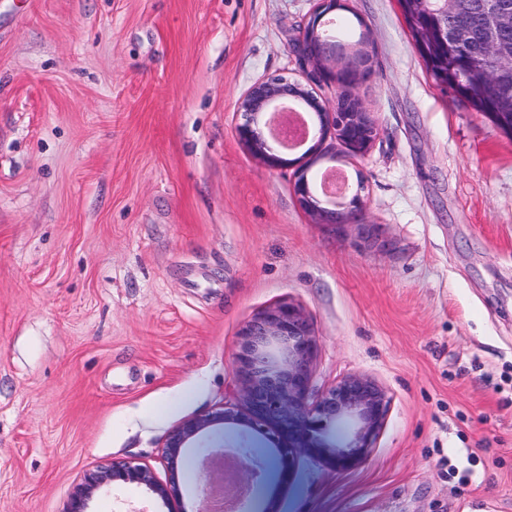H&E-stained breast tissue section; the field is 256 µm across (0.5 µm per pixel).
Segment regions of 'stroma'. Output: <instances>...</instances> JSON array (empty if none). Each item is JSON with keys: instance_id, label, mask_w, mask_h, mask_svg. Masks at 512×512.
I'll list each match as a JSON object with an SVG mask.
<instances>
[{"instance_id": "stroma-1", "label": "stroma", "mask_w": 512, "mask_h": 512, "mask_svg": "<svg viewBox=\"0 0 512 512\" xmlns=\"http://www.w3.org/2000/svg\"><path fill=\"white\" fill-rule=\"evenodd\" d=\"M320 0H0V512H63L83 473L235 401L242 323L281 300L311 389L389 392L369 459L301 458L280 512H512V137L427 71L398 0H343L379 135L314 166L363 178L342 227L237 135ZM114 487L89 512H156Z\"/></svg>"}]
</instances>
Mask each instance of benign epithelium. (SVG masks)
I'll list each match as a JSON object with an SVG mask.
<instances>
[{
  "mask_svg": "<svg viewBox=\"0 0 512 512\" xmlns=\"http://www.w3.org/2000/svg\"><path fill=\"white\" fill-rule=\"evenodd\" d=\"M407 12L427 14L433 23L425 30L421 44L433 55L450 44L478 48L492 60L486 71L490 79L512 70V55L499 53L498 33L512 27V9L501 0H483L481 9L488 19L480 38L470 24L460 19L461 0H404ZM337 0H325L302 35L292 43L293 51L322 72L336 61L335 45L327 42L325 27L333 23L329 14ZM354 111H344L341 102L330 107L303 84L285 76H271L254 83L239 103L240 140L261 156L273 169L296 167L294 190L299 204L323 224L342 226L362 208L363 183L346 188L342 201L322 207L310 189L308 168L303 158L288 161L268 145L262 118L278 112L288 102L306 105L318 118L303 142L313 145L307 156L317 153L322 140L334 131L355 154L364 153L375 141L378 128L370 112L353 95H347ZM316 336L306 314L298 306L281 302L243 322L234 361L239 388L237 401L214 411L195 415L174 426L161 442L166 478L134 460L114 461L87 470L70 493L65 512H87L88 502L101 489L114 484L143 487L167 512H222L223 495L211 496V482L200 489L196 507L183 503L180 472L190 453L208 464L223 455L216 439L227 431L238 439L236 456L241 468L232 475L235 500L243 512L247 494L255 486L267 489L263 512H277L281 489L288 486L299 459L315 457L328 467L352 471L363 464L375 448L390 406L385 389L372 378L350 374L334 386L313 396L311 364L316 352Z\"/></svg>",
  "mask_w": 512,
  "mask_h": 512,
  "instance_id": "1",
  "label": "benign epithelium"
}]
</instances>
